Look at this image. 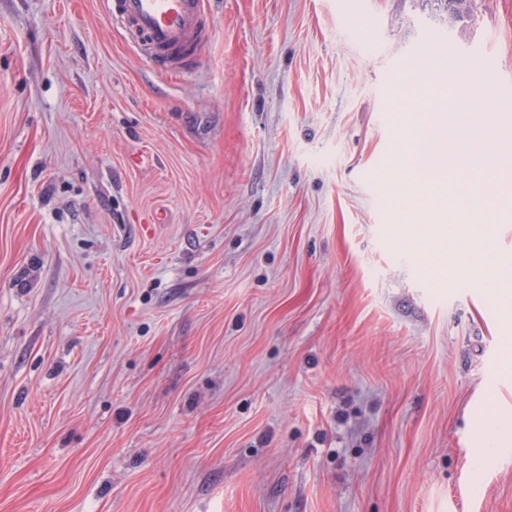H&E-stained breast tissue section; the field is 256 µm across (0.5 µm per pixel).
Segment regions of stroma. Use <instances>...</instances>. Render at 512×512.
<instances>
[{"label": "stroma", "instance_id": "obj_1", "mask_svg": "<svg viewBox=\"0 0 512 512\" xmlns=\"http://www.w3.org/2000/svg\"><path fill=\"white\" fill-rule=\"evenodd\" d=\"M149 64L106 0H0V512H512V308L409 226L436 114L512 139V0H208ZM512 260V163L459 165ZM475 456L481 457L491 448L509 442L512 439V422L510 418L499 415L481 417L476 422Z\"/></svg>", "mask_w": 512, "mask_h": 512}]
</instances>
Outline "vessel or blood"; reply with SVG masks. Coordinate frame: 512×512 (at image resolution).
I'll use <instances>...</instances> for the list:
<instances>
[{
    "instance_id": "obj_1",
    "label": "vessel or blood",
    "mask_w": 512,
    "mask_h": 512,
    "mask_svg": "<svg viewBox=\"0 0 512 512\" xmlns=\"http://www.w3.org/2000/svg\"><path fill=\"white\" fill-rule=\"evenodd\" d=\"M115 14L142 34L153 62L162 68L172 67L210 36L204 0H117Z\"/></svg>"
}]
</instances>
